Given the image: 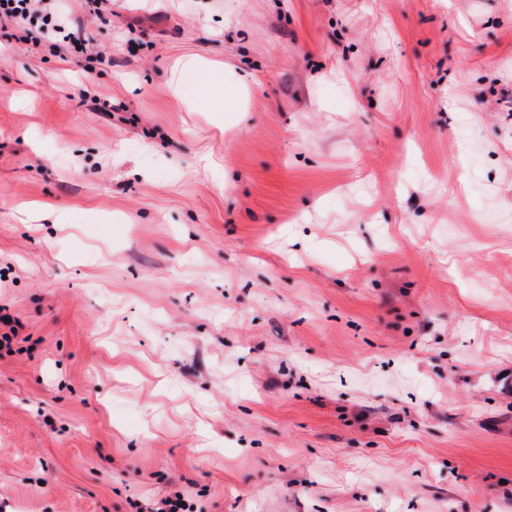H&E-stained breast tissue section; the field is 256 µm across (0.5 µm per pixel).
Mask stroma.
<instances>
[{"instance_id":"35a3bbf8","label":"stroma","mask_w":512,"mask_h":512,"mask_svg":"<svg viewBox=\"0 0 512 512\" xmlns=\"http://www.w3.org/2000/svg\"><path fill=\"white\" fill-rule=\"evenodd\" d=\"M63 3L93 72L0 22V512H512V0ZM193 72L199 74L196 79ZM177 94L186 100H207L210 112L224 110V78L220 71L196 66L183 72L176 88Z\"/></svg>"}]
</instances>
